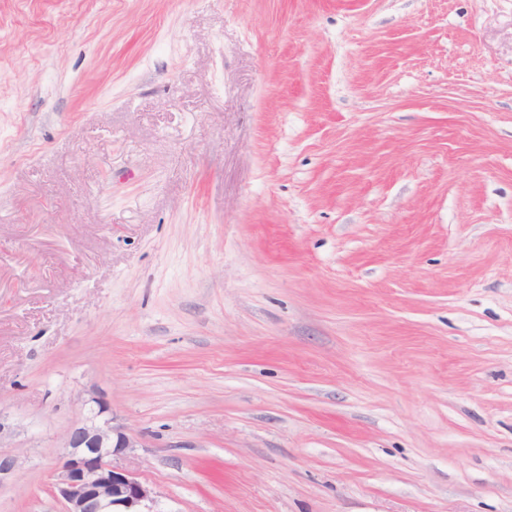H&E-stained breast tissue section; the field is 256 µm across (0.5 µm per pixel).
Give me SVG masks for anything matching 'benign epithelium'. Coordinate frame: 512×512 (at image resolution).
Wrapping results in <instances>:
<instances>
[{
	"instance_id": "7a95c632",
	"label": "benign epithelium",
	"mask_w": 512,
	"mask_h": 512,
	"mask_svg": "<svg viewBox=\"0 0 512 512\" xmlns=\"http://www.w3.org/2000/svg\"><path fill=\"white\" fill-rule=\"evenodd\" d=\"M90 415L74 424L65 439L66 454L55 473L53 496L61 512H156V491L114 457L138 439L112 425L110 405L91 399ZM20 465V457L0 450V483Z\"/></svg>"
}]
</instances>
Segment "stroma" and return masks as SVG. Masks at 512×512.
Returning a JSON list of instances; mask_svg holds the SVG:
<instances>
[{"label":"stroma","instance_id":"1","mask_svg":"<svg viewBox=\"0 0 512 512\" xmlns=\"http://www.w3.org/2000/svg\"><path fill=\"white\" fill-rule=\"evenodd\" d=\"M93 397L159 512H512V0H0V512ZM10 432V425L4 422V417L0 415V447L2 442L9 439L7 433ZM0 448V484L7 479L20 465V457L12 452L2 451Z\"/></svg>","mask_w":512,"mask_h":512}]
</instances>
